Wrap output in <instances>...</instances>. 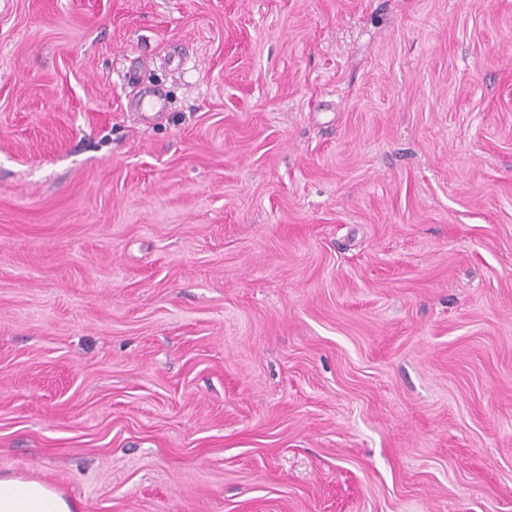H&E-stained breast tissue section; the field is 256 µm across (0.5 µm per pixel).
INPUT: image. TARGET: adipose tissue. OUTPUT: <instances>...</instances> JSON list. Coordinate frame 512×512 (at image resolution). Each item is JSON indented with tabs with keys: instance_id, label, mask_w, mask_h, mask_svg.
<instances>
[{
	"instance_id": "adipose-tissue-1",
	"label": "adipose tissue",
	"mask_w": 512,
	"mask_h": 512,
	"mask_svg": "<svg viewBox=\"0 0 512 512\" xmlns=\"http://www.w3.org/2000/svg\"><path fill=\"white\" fill-rule=\"evenodd\" d=\"M0 512H77L75 504L36 479H0Z\"/></svg>"
}]
</instances>
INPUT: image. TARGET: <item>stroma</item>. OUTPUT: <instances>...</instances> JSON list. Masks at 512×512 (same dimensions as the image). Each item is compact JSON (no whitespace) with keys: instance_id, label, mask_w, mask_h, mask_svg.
I'll return each mask as SVG.
<instances>
[{"instance_id":"obj_1","label":"stroma","mask_w":512,"mask_h":512,"mask_svg":"<svg viewBox=\"0 0 512 512\" xmlns=\"http://www.w3.org/2000/svg\"><path fill=\"white\" fill-rule=\"evenodd\" d=\"M0 477L512 512V0H0Z\"/></svg>"}]
</instances>
